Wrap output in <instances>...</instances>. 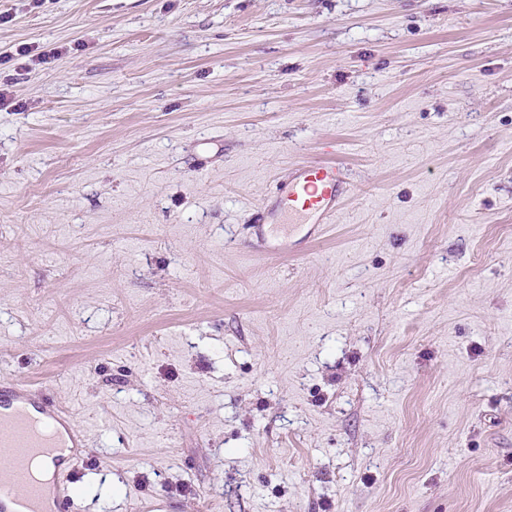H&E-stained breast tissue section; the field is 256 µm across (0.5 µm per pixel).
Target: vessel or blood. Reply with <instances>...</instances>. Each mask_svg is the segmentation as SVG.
I'll list each match as a JSON object with an SVG mask.
<instances>
[{"mask_svg":"<svg viewBox=\"0 0 512 512\" xmlns=\"http://www.w3.org/2000/svg\"><path fill=\"white\" fill-rule=\"evenodd\" d=\"M346 169L330 161H304L293 166L287 188L274 203L262 205L253 234L261 252L288 254L289 236L276 226L301 224L310 238H320L346 199ZM0 448L11 451L0 468V512H74L73 475L86 454V434L71 413L42 390L19 382L0 383ZM41 453L59 459L56 492L44 500L31 461Z\"/></svg>","mask_w":512,"mask_h":512,"instance_id":"obj_1","label":"vessel or blood"}]
</instances>
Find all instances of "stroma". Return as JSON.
Masks as SVG:
<instances>
[{
  "instance_id": "obj_1",
  "label": "stroma",
  "mask_w": 512,
  "mask_h": 512,
  "mask_svg": "<svg viewBox=\"0 0 512 512\" xmlns=\"http://www.w3.org/2000/svg\"><path fill=\"white\" fill-rule=\"evenodd\" d=\"M0 92V379L77 512H512V0H0ZM346 169L330 161H304L297 163L288 173L284 194L274 203L260 207L253 235L260 251L284 254L292 251V239L275 233L278 225L301 224L307 228L306 237L320 238L349 191Z\"/></svg>"
}]
</instances>
